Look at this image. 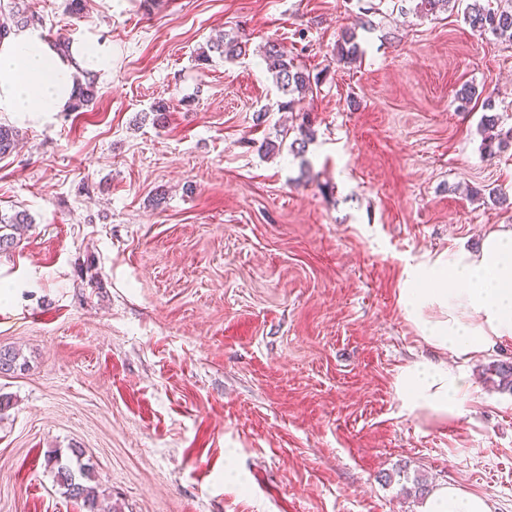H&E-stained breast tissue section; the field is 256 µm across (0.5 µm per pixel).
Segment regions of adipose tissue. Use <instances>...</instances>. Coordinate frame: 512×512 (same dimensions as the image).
<instances>
[{
  "instance_id": "adipose-tissue-1",
  "label": "adipose tissue",
  "mask_w": 512,
  "mask_h": 512,
  "mask_svg": "<svg viewBox=\"0 0 512 512\" xmlns=\"http://www.w3.org/2000/svg\"><path fill=\"white\" fill-rule=\"evenodd\" d=\"M112 70V50L99 42L72 44L61 56L39 31L25 28L0 40V112L26 118L66 110L76 70ZM422 340L450 353L448 363H416L397 378L396 392L410 411L460 414L472 392L461 369L490 344L512 340V227L483 235L478 249L458 248L408 271L400 295ZM421 512H489L479 496L437 487Z\"/></svg>"
}]
</instances>
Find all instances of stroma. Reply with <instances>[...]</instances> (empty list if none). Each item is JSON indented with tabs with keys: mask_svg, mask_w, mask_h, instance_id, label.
I'll use <instances>...</instances> for the list:
<instances>
[{
	"mask_svg": "<svg viewBox=\"0 0 512 512\" xmlns=\"http://www.w3.org/2000/svg\"><path fill=\"white\" fill-rule=\"evenodd\" d=\"M418 0H27L45 39L100 40L112 71L79 112L28 121L0 158V512H85L46 466L83 449L112 512H419L449 485L512 512V391L465 362L460 416L404 409L396 381L444 352L400 302L409 267L512 225V145L483 151L484 100L512 127V43L465 5ZM354 28L352 64L333 48ZM249 54L198 63L215 33ZM316 76L301 115L259 49ZM475 96L462 106L458 92ZM167 107L153 121L156 103ZM276 144L267 152L266 144ZM161 205H152L156 193ZM28 219V214L23 211L16 212L10 217L0 215V251H9L18 246V230L21 229V225L28 224Z\"/></svg>",
	"mask_w": 512,
	"mask_h": 512,
	"instance_id": "stroma-1",
	"label": "stroma"
}]
</instances>
